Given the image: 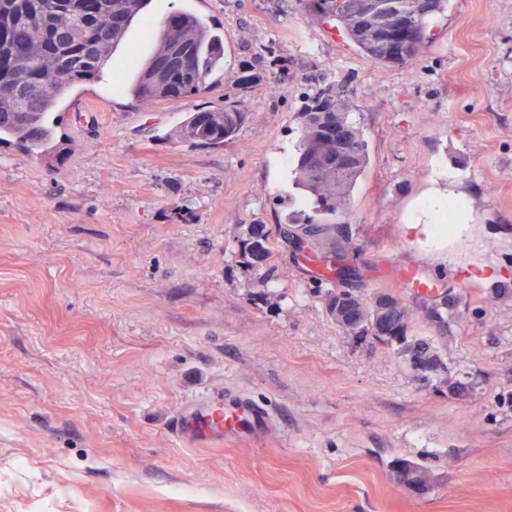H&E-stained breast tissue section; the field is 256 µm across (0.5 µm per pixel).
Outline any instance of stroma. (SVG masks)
<instances>
[{
    "instance_id": "35a3bbf8",
    "label": "stroma",
    "mask_w": 512,
    "mask_h": 512,
    "mask_svg": "<svg viewBox=\"0 0 512 512\" xmlns=\"http://www.w3.org/2000/svg\"><path fill=\"white\" fill-rule=\"evenodd\" d=\"M184 8L224 34L198 93L146 105L111 66L60 105L49 153L0 147V512H512V0H450L400 65L300 0H153L150 15ZM330 82L370 152L341 280L276 233L278 200L307 206L297 114ZM230 103L246 114L233 140L178 138ZM442 167L472 221L436 248L406 225ZM251 224L274 231L261 269L240 255ZM404 268L454 298L447 334ZM340 287L400 296L442 369L336 327ZM214 391L273 425L181 443L175 413ZM400 461L423 491L398 488Z\"/></svg>"
}]
</instances>
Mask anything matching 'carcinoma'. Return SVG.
<instances>
[{
  "mask_svg": "<svg viewBox=\"0 0 512 512\" xmlns=\"http://www.w3.org/2000/svg\"><path fill=\"white\" fill-rule=\"evenodd\" d=\"M112 10L95 17L96 29L103 37L93 40L94 34L82 28L81 15L59 9L58 0H0V23L7 22L5 42L10 50L0 58V78L16 84L17 91L0 95V145L16 144L28 151L39 150L53 138L55 109L69 92L83 84L92 83L101 74L119 46L126 40L135 22L140 21L146 33L152 32L148 7L152 0H110ZM348 0H310L308 5L325 19L336 21V27L376 64L407 63L415 60L431 39L436 19L448 10V0H434V8L416 13L417 0H395L402 14L410 22L407 44L398 46L383 39L370 25L361 24L346 8ZM51 17L61 34L60 47L51 51L40 36L45 17ZM185 42L192 56L194 73L199 83L185 86L178 97L197 93L205 79L216 70L224 58L221 32L208 26L189 11L178 10L174 26L163 21L156 36L152 53L140 60L130 53L119 65L132 72L125 90L143 103L173 100L169 89L160 88L152 81L157 62L168 53L172 37ZM325 112L331 122H340L350 130L345 147L353 155L352 163L343 168L328 167L314 172L309 159L315 154L338 150L331 132L323 128L320 113ZM246 113L235 106L222 110L193 113L179 130L180 139L191 145H210L233 139ZM300 134L295 149V185L301 189L311 205L312 213L289 211L284 215L285 236L295 246L323 261L343 254L349 243L348 225L336 220L346 213L351 191L369 164L368 142L361 127L351 117L346 94L338 87L328 85L307 99L298 113ZM249 225L241 240L243 264L251 269L266 265L271 242L270 234ZM454 302L444 306L431 302L425 306L423 321L430 324H448L453 315ZM405 323L388 343L414 362L431 349L424 338L408 335Z\"/></svg>",
  "mask_w": 512,
  "mask_h": 512,
  "instance_id": "carcinoma-1",
  "label": "carcinoma"
}]
</instances>
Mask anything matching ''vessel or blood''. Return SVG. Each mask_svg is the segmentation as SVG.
Masks as SVG:
<instances>
[{
    "label": "vessel or blood",
    "mask_w": 512,
    "mask_h": 512,
    "mask_svg": "<svg viewBox=\"0 0 512 512\" xmlns=\"http://www.w3.org/2000/svg\"><path fill=\"white\" fill-rule=\"evenodd\" d=\"M271 422L269 409L252 398L212 392L176 413L173 433L189 445L220 447L228 438L260 437Z\"/></svg>",
    "instance_id": "vessel-or-blood-1"
}]
</instances>
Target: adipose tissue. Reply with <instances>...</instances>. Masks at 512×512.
Segmentation results:
<instances>
[{"label":"adipose tissue","mask_w":512,"mask_h":512,"mask_svg":"<svg viewBox=\"0 0 512 512\" xmlns=\"http://www.w3.org/2000/svg\"><path fill=\"white\" fill-rule=\"evenodd\" d=\"M456 180L454 172L443 176L442 184L430 188L417 203L412 220L407 225L408 236L426 235L429 242L440 243L445 234L441 219L445 213H452L455 223L466 224L471 220L466 200L453 189Z\"/></svg>","instance_id":"obj_1"}]
</instances>
